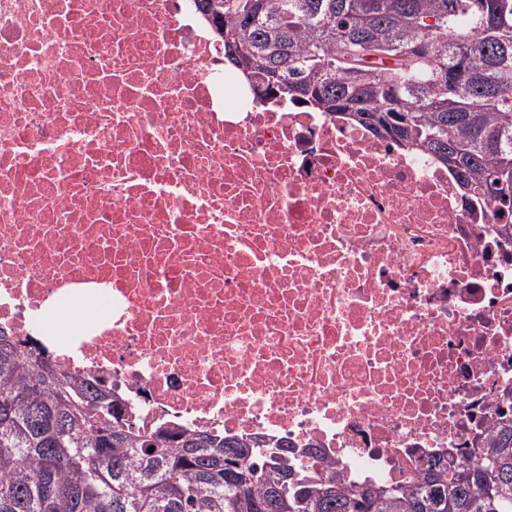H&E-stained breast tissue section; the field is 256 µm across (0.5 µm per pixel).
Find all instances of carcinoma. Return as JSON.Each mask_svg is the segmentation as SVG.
<instances>
[{"instance_id":"1","label":"carcinoma","mask_w":512,"mask_h":512,"mask_svg":"<svg viewBox=\"0 0 512 512\" xmlns=\"http://www.w3.org/2000/svg\"><path fill=\"white\" fill-rule=\"evenodd\" d=\"M196 2L225 64L265 86L256 98L426 152L512 218V0ZM263 448L136 431L110 394L0 334V512H512L509 421L475 459L436 460L406 485L345 489Z\"/></svg>"}]
</instances>
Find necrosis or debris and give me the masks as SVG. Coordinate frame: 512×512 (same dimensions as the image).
<instances>
[{
  "label": "necrosis or debris",
  "instance_id": "4bbe7bcc",
  "mask_svg": "<svg viewBox=\"0 0 512 512\" xmlns=\"http://www.w3.org/2000/svg\"><path fill=\"white\" fill-rule=\"evenodd\" d=\"M192 0H0V331L138 431L263 438L349 487L512 419V227L448 167L255 103Z\"/></svg>",
  "mask_w": 512,
  "mask_h": 512
}]
</instances>
